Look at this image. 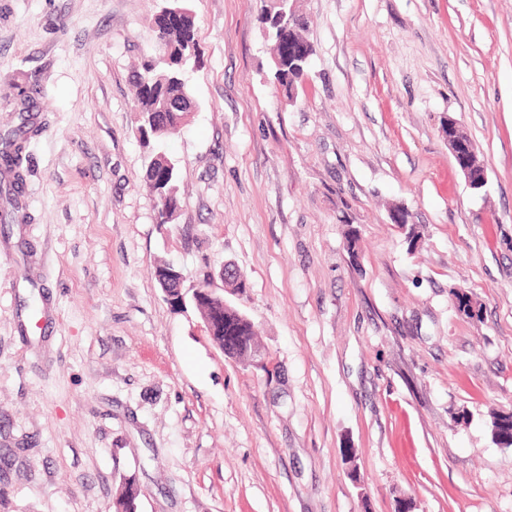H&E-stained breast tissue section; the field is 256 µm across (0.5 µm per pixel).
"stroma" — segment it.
I'll return each mask as SVG.
<instances>
[{
  "label": "stroma",
  "mask_w": 512,
  "mask_h": 512,
  "mask_svg": "<svg viewBox=\"0 0 512 512\" xmlns=\"http://www.w3.org/2000/svg\"><path fill=\"white\" fill-rule=\"evenodd\" d=\"M166 4L0 0V135L38 128L27 219L0 224V512H109L118 470L138 512H512V0H294L315 54L291 101L262 0H189L160 224L133 75ZM163 261L189 288L237 269L265 366L170 306ZM458 123L455 119H448L447 130L448 145L457 161V165L464 175L468 187L472 190L478 191L482 189L487 183V167L483 165L481 170L476 171L471 165L468 157L472 153V149L468 147L466 142L460 137L456 136ZM460 158V160H459ZM145 167L146 184L157 201V219H162L165 210L159 200L160 195L162 193L167 195L168 189L175 191L174 197L171 199L173 204L172 211L176 208L175 203L179 200L177 186L180 172L179 165L175 160L158 149L153 150L147 156Z\"/></svg>",
  "instance_id": "35a3bbf8"
}]
</instances>
